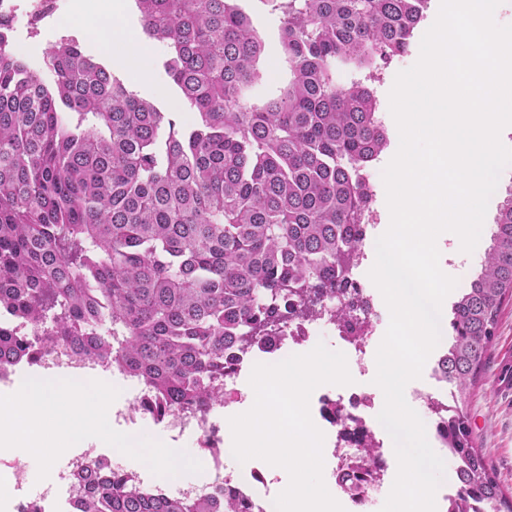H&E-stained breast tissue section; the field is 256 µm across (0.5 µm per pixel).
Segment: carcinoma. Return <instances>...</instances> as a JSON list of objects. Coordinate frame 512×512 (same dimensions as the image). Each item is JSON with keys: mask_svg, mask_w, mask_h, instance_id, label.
<instances>
[{"mask_svg": "<svg viewBox=\"0 0 512 512\" xmlns=\"http://www.w3.org/2000/svg\"><path fill=\"white\" fill-rule=\"evenodd\" d=\"M279 14L286 79L258 92L266 42L234 0H135L143 32L195 110L180 132L74 38L46 80L0 19V310L141 378L166 409L224 404L226 353L261 343L344 287L386 149L370 81L408 52L428 0H260ZM349 74L336 83V68ZM512 296V192L479 271L452 306L454 401L439 426L461 500L512 512L459 401L486 371ZM0 328V364L25 354ZM83 512H214L211 502L87 490Z\"/></svg>", "mask_w": 512, "mask_h": 512, "instance_id": "cac0c4a2", "label": "carcinoma"}]
</instances>
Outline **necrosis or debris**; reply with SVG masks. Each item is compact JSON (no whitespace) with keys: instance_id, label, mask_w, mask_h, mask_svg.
<instances>
[{"instance_id":"obj_1","label":"necrosis or debris","mask_w":512,"mask_h":512,"mask_svg":"<svg viewBox=\"0 0 512 512\" xmlns=\"http://www.w3.org/2000/svg\"><path fill=\"white\" fill-rule=\"evenodd\" d=\"M111 6V0H0V14L12 19L13 29L18 33L47 18L61 27L67 25L73 13L93 17ZM378 220L377 210L371 207L365 211L362 224L355 227L361 247L356 251L346 288L327 298L312 316L289 319L282 337L235 351L233 361L224 371L225 405L237 406L248 401L250 394L240 387L239 380L251 360L260 355L282 358L289 350L310 344L321 327L334 330L350 351L352 372L368 373L365 354L377 336L382 317L360 273L368 265L364 245L370 241V233L377 227ZM340 303L347 305L351 313L350 319L343 323L337 322L335 314ZM4 325L15 335L31 340L33 350L26 361L47 373L80 377L107 370L105 364L86 360L71 346L58 342L50 336L48 326L23 324L12 317L5 319ZM121 379L127 398L113 411L114 423L125 427L150 423L169 432L175 439L187 434L195 436L197 459L207 474L203 481L162 485L141 473L127 471L122 473L127 486L143 494L173 496L188 501L205 498L217 504L223 502L225 491L234 490L242 495L248 512H272L278 476L273 468L262 465L250 467L245 473L228 465L224 426L212 412L194 408L160 410L153 392L138 377L125 373ZM309 408L312 419L317 421L326 437L324 451L333 486L344 496L348 512H366L375 494L387 485L391 472L388 456L371 459L364 452V434L378 432L375 425L376 394L366 388L338 391L324 387L311 396ZM9 467L12 471L9 512H82V500L76 493L81 480L97 485L119 471L107 455L94 448L85 449L72 457L58 473V481L66 491L65 499L61 500L48 489L30 492L26 466L21 460L10 462Z\"/></svg>"}]
</instances>
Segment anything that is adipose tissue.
<instances>
[{
	"label": "adipose tissue",
	"instance_id": "1",
	"mask_svg": "<svg viewBox=\"0 0 512 512\" xmlns=\"http://www.w3.org/2000/svg\"><path fill=\"white\" fill-rule=\"evenodd\" d=\"M126 8V0H114L111 15L91 22L105 48L111 49L113 67L123 70L132 86L146 83L151 74V43L138 39L118 18Z\"/></svg>",
	"mask_w": 512,
	"mask_h": 512
}]
</instances>
